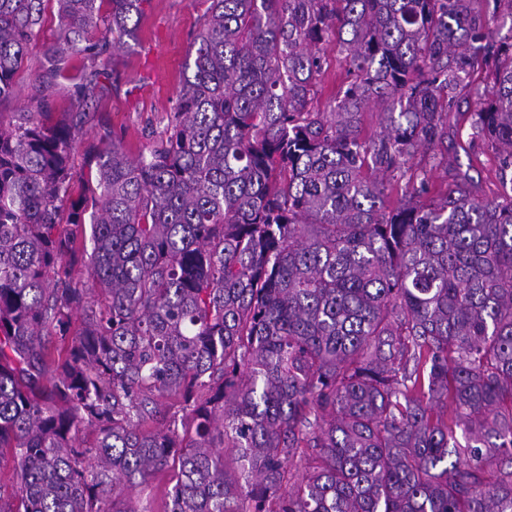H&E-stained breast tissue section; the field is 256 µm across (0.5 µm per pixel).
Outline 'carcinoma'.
<instances>
[{
	"mask_svg": "<svg viewBox=\"0 0 512 512\" xmlns=\"http://www.w3.org/2000/svg\"><path fill=\"white\" fill-rule=\"evenodd\" d=\"M52 1L43 111L0 112V512H139L164 470L167 512H512V193L457 170L390 202L448 160L456 90L512 185V0H210L165 136L104 135L75 199L90 34L131 48L141 0H0V100ZM324 47L328 66L320 78L314 105L321 111L329 112L331 106H334L333 100L336 89L345 78L349 65L346 60V53H340L338 51L336 41L331 39ZM437 161H438V159H433L432 152L417 153L414 156V158L407 165V166L412 167V171H408L407 175L404 178L399 179V174L397 177H394V179L398 180L399 188H398V195H397V191L395 189L393 199L396 200V198L400 196L401 188L404 189V187L408 181V177L410 176L411 172H414V171L419 172L422 169L430 171L429 175L432 177V180L437 185H439L444 179V172H443L442 167L436 166ZM12 465L10 451L8 449L3 450V454L0 456V504L4 508L13 501L16 489ZM173 485L172 474L169 471L158 474L150 483L138 488L134 493L137 508L147 506L149 512H165L169 503L168 493Z\"/></svg>",
	"mask_w": 512,
	"mask_h": 512,
	"instance_id": "obj_1",
	"label": "carcinoma"
}]
</instances>
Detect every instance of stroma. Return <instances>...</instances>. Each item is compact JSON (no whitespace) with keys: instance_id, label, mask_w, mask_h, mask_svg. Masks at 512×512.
<instances>
[{"instance_id":"stroma-1","label":"stroma","mask_w":512,"mask_h":512,"mask_svg":"<svg viewBox=\"0 0 512 512\" xmlns=\"http://www.w3.org/2000/svg\"><path fill=\"white\" fill-rule=\"evenodd\" d=\"M207 7L206 0H144L135 41L112 61L110 92L89 106L90 115L72 156L75 178L87 176L103 135L121 140L132 157L149 152L164 136L191 50L203 29ZM58 24L55 6H48L44 25L30 48L28 65L16 79V93L0 101V112L35 109L31 76L39 67L43 44L52 41ZM325 53L328 66L320 78L314 105L327 112L346 76L348 62L335 42L326 43ZM469 103L468 97L458 95L450 114L457 141L468 144L469 149L458 158L449 159L448 165L467 167L483 194L492 198L502 190L498 163L491 149L471 138Z\"/></svg>"}]
</instances>
